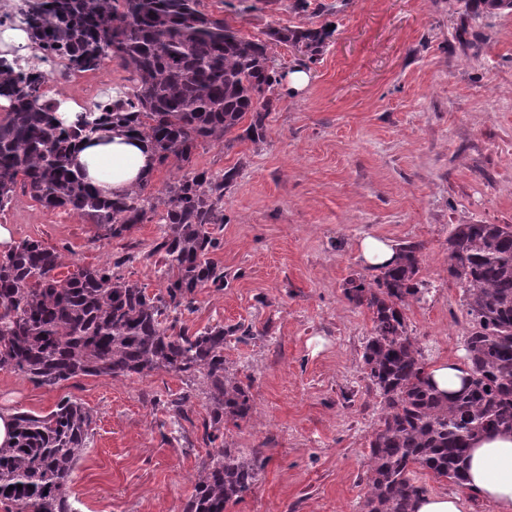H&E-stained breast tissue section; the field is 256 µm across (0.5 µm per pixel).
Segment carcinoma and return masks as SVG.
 I'll return each mask as SVG.
<instances>
[{"mask_svg": "<svg viewBox=\"0 0 512 512\" xmlns=\"http://www.w3.org/2000/svg\"><path fill=\"white\" fill-rule=\"evenodd\" d=\"M202 0H19L28 41L72 68L96 70L114 60L133 87L112 107H82L71 124L43 94L40 66L3 70L0 56V212L16 188L45 208L72 211L109 237L154 215L165 224L147 257H158L163 288L149 292L120 267L128 254L61 275L66 256L35 239L0 252V371L53 390L82 377L152 376L158 371L202 378L207 416L201 439L224 436V423L253 414L252 380L224 360L226 337L240 327L192 331L183 315L200 289L224 291V267L212 258L224 227V190L236 172L191 171L151 191V179L119 197H104L75 169L79 142L119 127L148 141L159 168L187 163L201 142H263L279 78L272 50L290 46L314 62L330 31L273 28L265 41L235 33L201 9ZM243 133L235 134L241 124ZM417 244L368 281H350L349 301L373 314L374 336L362 353L364 373L380 398L369 442L363 512H414L425 471L461 486L470 442L512 432V225L459 224L448 238V277L462 288L471 332L464 342L470 377L459 392L434 389L406 311L422 299ZM242 331V330H240ZM242 335H251L250 330ZM15 443L0 447L3 512H75L66 488L84 458L94 411L71 398L49 414H15ZM263 461L217 448L198 467L185 512H227L257 481ZM22 489L17 490L15 486Z\"/></svg>", "mask_w": 512, "mask_h": 512, "instance_id": "carcinoma-1", "label": "carcinoma"}]
</instances>
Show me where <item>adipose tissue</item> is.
I'll return each mask as SVG.
<instances>
[{"mask_svg": "<svg viewBox=\"0 0 512 512\" xmlns=\"http://www.w3.org/2000/svg\"><path fill=\"white\" fill-rule=\"evenodd\" d=\"M76 163L107 197L123 194L154 168L150 146L117 129L83 142ZM466 476L464 492L421 495L414 503L415 512H467L472 495L491 505L494 512H512V434L475 439Z\"/></svg>", "mask_w": 512, "mask_h": 512, "instance_id": "ef3b65f1", "label": "adipose tissue"}]
</instances>
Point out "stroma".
Masks as SVG:
<instances>
[{
	"mask_svg": "<svg viewBox=\"0 0 512 512\" xmlns=\"http://www.w3.org/2000/svg\"><path fill=\"white\" fill-rule=\"evenodd\" d=\"M202 0L233 31L327 27L322 55L273 51L280 76L266 143H202L190 166L235 170L224 192L215 253L229 274L202 289L192 328L244 325L224 357L253 380L254 413L226 423L224 441L264 466L232 512H362L369 440L379 399L362 352L371 312L345 296L350 279H373L363 239L421 246L423 300L408 331L427 364L464 358L470 324L448 277V239L459 224L512 225V12L483 15L476 0ZM304 70L309 82L293 88ZM15 240L37 239L78 265L135 254L125 277L158 291L146 253L159 218L122 237L24 193L0 213ZM189 395L176 420L167 401ZM94 410L93 442L67 493L77 512H184L208 449L200 429L205 387L160 372L85 377L54 390L0 371V408L44 415L62 397Z\"/></svg>",
	"mask_w": 512,
	"mask_h": 512,
	"instance_id": "1",
	"label": "stroma"
}]
</instances>
